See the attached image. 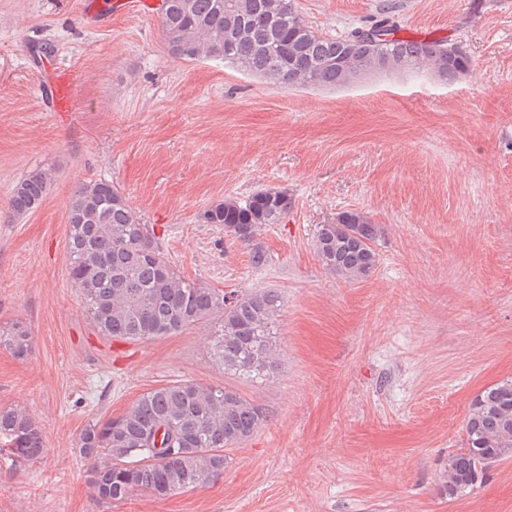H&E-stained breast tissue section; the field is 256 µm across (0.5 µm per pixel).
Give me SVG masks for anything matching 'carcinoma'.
Masks as SVG:
<instances>
[{
	"mask_svg": "<svg viewBox=\"0 0 512 512\" xmlns=\"http://www.w3.org/2000/svg\"><path fill=\"white\" fill-rule=\"evenodd\" d=\"M159 22L169 52L182 60L220 58L285 88H336L374 73L430 70L454 82L472 62L445 40L395 37L390 11L372 23L389 40L357 42L356 30L329 38L314 31L295 0H167ZM52 175L35 169L13 187L9 216L26 215L47 196ZM292 208L288 193L263 189L247 199L226 198L203 209L202 224L251 248L253 265L268 257L257 242L264 224H278ZM67 258L73 288L98 331L112 339L147 342L196 324L209 327L210 351L224 371L266 376L277 367L274 328L281 297L272 289L231 291L188 281L164 253L114 183H82L68 205ZM381 228L367 213L342 211L318 225L315 251L322 267L348 283L375 269ZM0 348L23 360L32 338L20 322L0 325ZM267 412L235 390L172 382L143 393L123 414L91 420L77 439L87 462L91 496L100 504L135 491L167 498L224 475V450L249 438ZM464 448L448 459L446 489L453 496L475 486L494 463L512 457V380L487 387L464 423ZM160 445H155L156 437ZM0 439L13 461L47 453L42 431L18 407L0 408Z\"/></svg>",
	"mask_w": 512,
	"mask_h": 512,
	"instance_id": "1",
	"label": "carcinoma"
}]
</instances>
